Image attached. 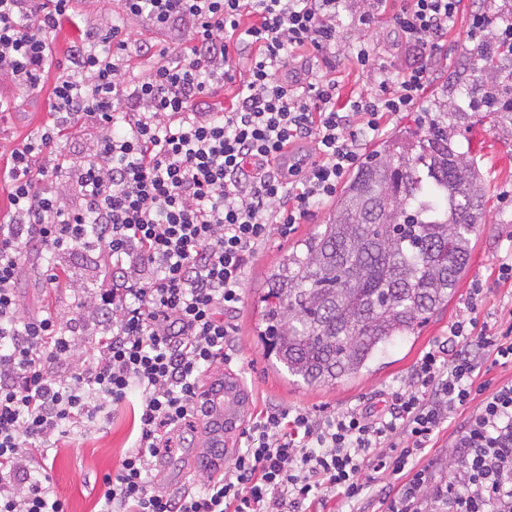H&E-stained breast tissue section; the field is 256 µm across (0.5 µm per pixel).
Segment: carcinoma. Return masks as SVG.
Wrapping results in <instances>:
<instances>
[{
	"mask_svg": "<svg viewBox=\"0 0 512 512\" xmlns=\"http://www.w3.org/2000/svg\"><path fill=\"white\" fill-rule=\"evenodd\" d=\"M485 39L470 68L491 84H451L426 131L389 137L356 166L328 222L266 278L258 336L288 373L335 385L373 369L397 341L418 335L448 305L467 271L470 235L484 210L473 161L454 130L480 102L497 111L512 70Z\"/></svg>",
	"mask_w": 512,
	"mask_h": 512,
	"instance_id": "obj_1",
	"label": "carcinoma"
}]
</instances>
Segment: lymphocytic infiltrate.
<instances>
[{
    "mask_svg": "<svg viewBox=\"0 0 512 512\" xmlns=\"http://www.w3.org/2000/svg\"><path fill=\"white\" fill-rule=\"evenodd\" d=\"M77 2L0 0V82L38 86ZM340 2L121 0L113 49L74 47L49 121L0 142V512H65L37 457L132 397L133 441L99 512H325L333 497L352 512H512V381L489 392L475 382L485 363L512 365V328L465 314L382 410L271 404L221 479L149 487L170 434L205 415L204 376L232 361L229 319L251 259L276 225L335 196L385 118L416 107L462 0H402L394 24L412 63L388 67L359 47L377 88L342 105L334 81L293 65L335 48ZM157 30L167 43L141 45L149 65L131 74L129 43ZM223 87L231 104L220 108L211 97ZM31 246L83 255L103 268L99 287L51 273L73 310L25 314L16 283ZM88 322L100 339L86 349ZM453 421L447 458L426 457Z\"/></svg>",
    "mask_w": 512,
    "mask_h": 512,
    "instance_id": "1",
    "label": "lymphocytic infiltrate"
}]
</instances>
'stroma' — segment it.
<instances>
[{"label": "stroma", "instance_id": "35a3bbf8", "mask_svg": "<svg viewBox=\"0 0 512 512\" xmlns=\"http://www.w3.org/2000/svg\"><path fill=\"white\" fill-rule=\"evenodd\" d=\"M486 6L496 16H512V0H465L462 11L448 31L443 50L432 64V79L422 93L418 107L386 124L385 135L427 127L433 94L469 63L466 46L472 14ZM398 7L399 0H390L386 11L366 34L362 33L352 10L344 9L337 25V52L355 49L358 42L363 41L377 62L386 65L403 63L404 57L397 51L398 33L393 22ZM80 9V16L62 20L53 42L52 62L46 68L39 88L21 95L14 86L0 84L1 96L19 100L16 111L0 119V137L18 142L44 125L48 118V97L71 46L84 41L92 31L101 38L109 34L120 2L82 0ZM297 66L302 72L336 81V92L343 98L354 90L368 94L375 91L366 74L346 61L333 66L322 57L306 55L299 58ZM456 140L477 161L478 184L487 204L471 235L473 250L467 273L447 308L431 318L418 337L390 347L380 370L356 381L337 386H307L277 374L272 367V357L266 355L257 336L264 277L289 247L327 222L330 208L322 206L293 230L271 236L253 259L246 275L242 303L231 319L234 328L232 362L223 368L222 376L224 381L235 383L243 393L247 415H255L263 404L271 402L289 410L314 411L323 407H355L386 395L399 384L422 351L445 338L449 324L465 313L473 281H482L488 288L486 297L474 312L477 320L494 321L504 328L512 325V285L496 281L499 257L512 245V202L502 199L504 193L512 191V122L499 121L490 112L476 111L472 113L469 125L459 129ZM56 262L68 267L75 277L91 281L92 273L80 255L65 254L56 259L39 249H28L23 258L24 271L16 285V294L24 311L36 312L48 305L65 310L72 308V298L61 292L53 293L46 282V270ZM203 432L199 423L192 429L173 432L174 446L167 456L162 457L159 470L153 472L151 486L162 490L188 481L198 482L217 468L230 464L239 443L240 429L226 434L223 455L205 460L197 454ZM129 433L128 406H110L98 414L91 427L71 432L40 460V471L49 476L57 496L65 503L66 512H95L104 490L103 478L108 474L117 475L121 458L130 445Z\"/></svg>", "mask_w": 512, "mask_h": 512}]
</instances>
